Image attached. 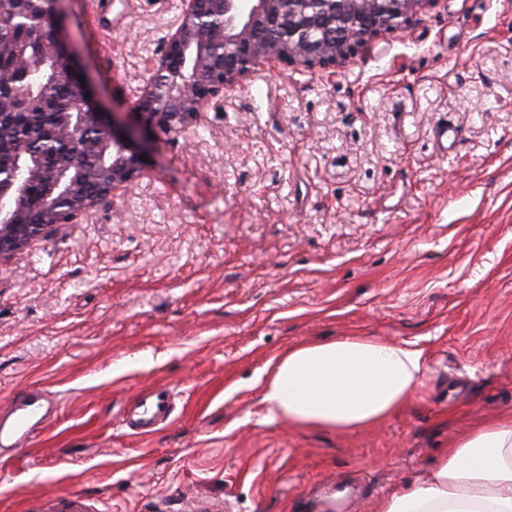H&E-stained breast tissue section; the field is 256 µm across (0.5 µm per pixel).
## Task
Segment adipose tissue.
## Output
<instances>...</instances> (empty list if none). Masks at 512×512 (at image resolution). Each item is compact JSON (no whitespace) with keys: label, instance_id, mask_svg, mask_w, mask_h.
Instances as JSON below:
<instances>
[{"label":"adipose tissue","instance_id":"obj_1","mask_svg":"<svg viewBox=\"0 0 512 512\" xmlns=\"http://www.w3.org/2000/svg\"><path fill=\"white\" fill-rule=\"evenodd\" d=\"M425 371L422 350L375 336L300 343L262 370V401L300 429H363L403 409ZM376 512H512V415L463 436Z\"/></svg>","mask_w":512,"mask_h":512}]
</instances>
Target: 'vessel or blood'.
Segmentation results:
<instances>
[{"label":"vessel or blood","instance_id":"obj_1","mask_svg":"<svg viewBox=\"0 0 512 512\" xmlns=\"http://www.w3.org/2000/svg\"><path fill=\"white\" fill-rule=\"evenodd\" d=\"M55 406L48 392L39 387L28 389L17 399L4 416L0 417V443L19 450L31 443L34 423L45 422ZM172 411V396L166 389L148 391L144 398L130 410L129 428L145 435L168 420Z\"/></svg>","mask_w":512,"mask_h":512}]
</instances>
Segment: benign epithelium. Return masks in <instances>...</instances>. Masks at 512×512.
<instances>
[{"mask_svg": "<svg viewBox=\"0 0 512 512\" xmlns=\"http://www.w3.org/2000/svg\"><path fill=\"white\" fill-rule=\"evenodd\" d=\"M15 16L34 10L49 16L51 37L34 54L30 42L10 47L13 69L0 73V109L12 99L38 112L46 108L40 92L26 87L32 68L43 81L54 80L62 67L77 72L59 26L61 0H12ZM439 0H183L177 29L162 43L134 120L98 111L81 80H74L75 112L55 113L56 132L68 162L55 169L47 193L69 203L50 208L38 224L21 223L17 207L30 182L40 178L41 153L24 142L15 147L17 164L28 178L0 180V265L21 254L32 242L47 238L112 199L147 170L140 156L149 155L148 132L179 135L207 108L220 109L224 94L243 86L259 67H303L334 71L356 50L386 31L407 28Z\"/></svg>", "mask_w": 512, "mask_h": 512, "instance_id": "1", "label": "benign epithelium"}]
</instances>
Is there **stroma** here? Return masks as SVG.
<instances>
[{"label":"stroma","instance_id":"obj_1","mask_svg":"<svg viewBox=\"0 0 512 512\" xmlns=\"http://www.w3.org/2000/svg\"><path fill=\"white\" fill-rule=\"evenodd\" d=\"M105 111H132L178 0H66ZM459 138L441 151L436 128ZM147 172L0 266V410L58 399L0 458V512H374L453 442L512 414V0H439L333 79L258 69ZM423 349L380 425L268 420L255 384L288 347ZM154 387L148 435L122 415ZM172 411V396L167 389L148 391L127 416V425L137 434L151 433L153 428L168 420ZM137 416V418H135Z\"/></svg>","mask_w":512,"mask_h":512}]
</instances>
